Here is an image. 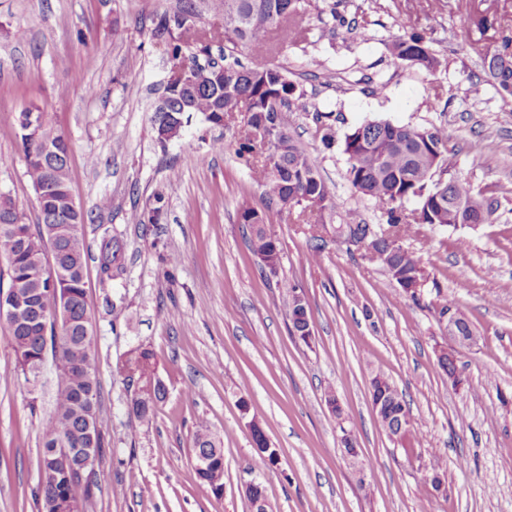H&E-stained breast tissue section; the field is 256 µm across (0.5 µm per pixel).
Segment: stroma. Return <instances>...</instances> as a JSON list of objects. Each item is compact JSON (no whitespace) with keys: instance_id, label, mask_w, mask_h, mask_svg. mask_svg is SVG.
<instances>
[{"instance_id":"35a3bbf8","label":"stroma","mask_w":512,"mask_h":512,"mask_svg":"<svg viewBox=\"0 0 512 512\" xmlns=\"http://www.w3.org/2000/svg\"><path fill=\"white\" fill-rule=\"evenodd\" d=\"M213 0H0V191L28 223L36 195L11 129L36 107L71 143L72 196L87 215L85 270L103 438L100 486L87 512H251L245 487L263 483L270 512H512V97L485 83L483 59L512 39V0H310L305 40L279 43L271 64L307 96L288 128L336 188L334 223H385L346 179L341 148L324 150L314 112L337 136L367 121L428 127L448 135V167L499 198L489 224L412 226L432 283L420 302L364 250L327 233L319 259L308 225L273 226L282 245L277 275L263 274L237 222L242 205L265 208L261 189L234 152L238 123L212 128L190 114L179 138L162 143L153 123L171 66L161 17L196 8V30L222 28ZM339 12L347 27L331 23ZM25 30L17 39L16 30ZM426 36L442 62L429 71L397 60L394 38ZM496 141L495 151L484 148ZM110 208L98 209L101 198ZM163 207L159 223L131 212ZM124 244L125 272L102 280L103 233ZM178 255L177 264L167 262ZM309 302L313 338L289 333L287 285ZM454 299L476 341L453 346L436 293ZM453 348L464 389L439 366ZM151 350L167 389L150 423L130 415L136 389L119 366ZM0 327V512H38L34 497L44 431L53 414L55 367L14 373ZM379 373L402 391L419 428L404 450L380 428L369 397ZM335 395L341 415L327 405ZM224 450V493L198 480L188 451L199 421ZM279 454L255 466L252 427ZM350 431L363 468L339 437ZM441 459L443 486L425 467Z\"/></svg>"}]
</instances>
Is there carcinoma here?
<instances>
[{"mask_svg":"<svg viewBox=\"0 0 512 512\" xmlns=\"http://www.w3.org/2000/svg\"><path fill=\"white\" fill-rule=\"evenodd\" d=\"M307 0H221L224 12V50L235 53L243 47L255 57H265L273 50L267 36L280 33L282 41L296 40L297 22L306 10ZM190 11L183 10L163 17L156 28L161 37L173 24L183 27ZM206 35L193 41L173 38L168 52L173 61L189 65L195 70L194 84L188 88L173 86L168 112L154 108V122L159 124L167 113L175 120L183 118V104L189 111L203 116L213 127L235 114L247 115L244 131L236 142L235 154L245 166L258 174V183L269 206L258 211L249 206L238 212V221L249 232V247L258 259L263 273L274 274L278 264L273 259L274 218L285 212H297V221L314 228L325 223V216L337 209L336 193L320 174L306 150L289 133L284 112L299 101L303 92L283 71L274 65L245 67L235 60L227 64L196 62L197 51L207 50L203 45ZM393 56L410 65L434 71L441 66L440 59L431 51L426 37L418 32L406 33L392 42ZM503 66L494 71L484 68L488 80L506 95L512 96V42L506 41L499 50ZM278 122L280 132L264 140L253 134V128L263 122ZM316 134L326 150L336 145V131L332 125L315 116ZM37 136L14 126L15 138L23 153L28 176L34 191L40 192L37 201L38 222L28 224L12 199L0 196V217L12 218L17 225L15 234L0 235V260L7 268V287L0 293L18 301L27 300L32 291L44 288L41 308L46 315L33 322L6 321L8 341L14 352L16 367L23 374L32 373L36 363L44 362L52 354L56 362L55 410L45 429L43 448H87L93 458L102 452L100 431L94 438L86 435V409L93 405L98 410L99 385L95 357L92 351L93 326L88 310L85 289V268L88 256L82 235L86 215L77 208L70 190V142L48 118L38 124ZM342 151L347 157L346 178L360 197L371 201L386 216V228L395 237L393 243L377 241L368 236L366 223H348L353 235L368 238L370 247L385 255L380 264L399 268L407 283L415 278L427 279L424 267L416 253L401 244L407 233L408 214L404 204L416 205L419 224H455L457 211L454 203L472 199L477 223L489 224L500 207V201L475 191L467 180L448 175L438 182L437 170L448 171V136L440 126L419 127L397 125L386 121L364 122L345 134ZM123 246L119 239L104 230L100 248V267L108 278L123 274ZM55 265L65 279L61 296L67 297L68 318L60 319L61 328L55 329L52 312L57 306L56 290L40 284L41 269ZM131 363L140 377L148 379L154 373L153 354L148 350L130 353ZM370 398L386 396L390 411L378 417L382 430L395 433L399 414L410 412L409 404L396 386L377 374L370 381ZM166 397V389L155 380L154 401L136 393L131 399L130 412L140 422H148L156 406ZM256 447L260 448L257 462L267 470L277 464L276 449L266 450L267 439L260 430L253 432ZM94 468L76 475L71 468L43 454L42 467L35 497L41 512H86L98 489Z\"/></svg>","mask_w":512,"mask_h":512,"instance_id":"1","label":"carcinoma"}]
</instances>
